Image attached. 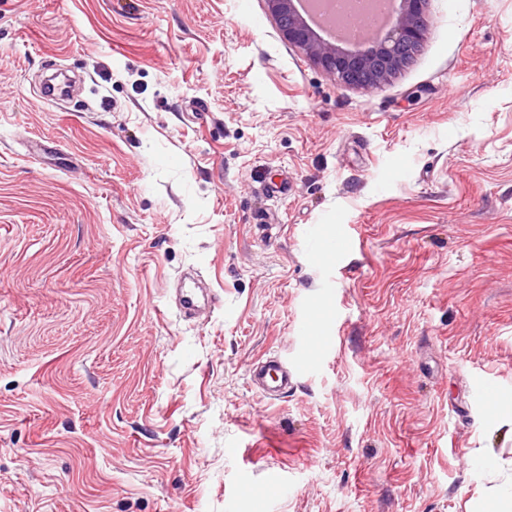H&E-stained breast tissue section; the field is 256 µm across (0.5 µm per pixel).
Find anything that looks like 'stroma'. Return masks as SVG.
<instances>
[{"label":"stroma","instance_id":"stroma-1","mask_svg":"<svg viewBox=\"0 0 512 512\" xmlns=\"http://www.w3.org/2000/svg\"><path fill=\"white\" fill-rule=\"evenodd\" d=\"M428 12L365 91L265 0H0V512H512V0ZM331 237L327 243H324L323 250L331 253L333 256L340 257L348 253L353 247V241L347 231L345 224H336L331 229ZM299 374V368L288 366L279 359H265L252 367L250 379L265 397L277 400L294 387Z\"/></svg>","mask_w":512,"mask_h":512}]
</instances>
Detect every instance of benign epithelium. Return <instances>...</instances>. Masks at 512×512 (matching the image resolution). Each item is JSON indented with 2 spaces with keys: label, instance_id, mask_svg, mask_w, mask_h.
<instances>
[{
  "label": "benign epithelium",
  "instance_id": "obj_1",
  "mask_svg": "<svg viewBox=\"0 0 512 512\" xmlns=\"http://www.w3.org/2000/svg\"><path fill=\"white\" fill-rule=\"evenodd\" d=\"M281 36L339 84L371 89L389 83L425 41L428 0H401L385 37L345 49L321 38L293 7L294 0H265Z\"/></svg>",
  "mask_w": 512,
  "mask_h": 512
}]
</instances>
